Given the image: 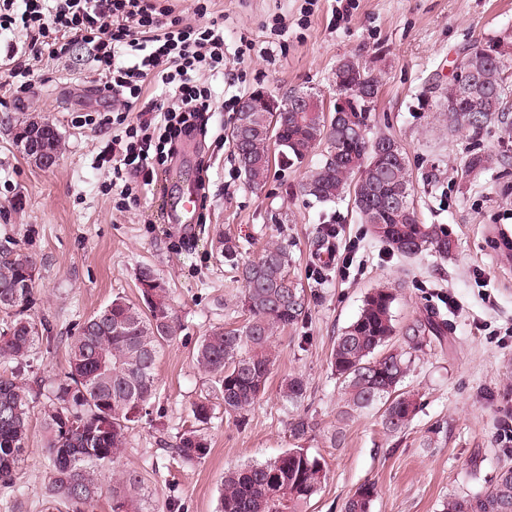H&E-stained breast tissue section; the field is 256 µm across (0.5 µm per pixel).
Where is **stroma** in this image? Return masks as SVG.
Here are the masks:
<instances>
[{"mask_svg":"<svg viewBox=\"0 0 512 512\" xmlns=\"http://www.w3.org/2000/svg\"><path fill=\"white\" fill-rule=\"evenodd\" d=\"M211 17L224 22L226 70L200 79L217 101L263 90L287 97L312 91L333 104L332 74L347 57L374 68L381 92L374 131L393 137L409 161L414 204L424 223L447 230L448 257L425 252L407 258L376 240L361 224L353 198L319 203L298 184L323 158L275 163L266 184L249 187L240 174L229 132L232 110L213 113L205 137L182 142L174 164L195 168L205 159L207 202L197 212L192 241L162 222L160 182L136 187L122 199L112 185L115 128L100 125L107 104L97 66L83 44L70 57L31 60L34 85L17 99L0 83V246L31 255L39 278L33 312L50 323L51 342L24 361L26 382L62 376L64 336L116 296L137 300L135 275L151 266L168 288L182 330L157 364V395L131 430L119 459L123 470L147 473L156 512H215L225 470L262 463L302 447L319 459L327 478L307 512H342L367 483L378 493L370 512H437L440 500L460 491L465 465L481 458L477 484H487L497 464L512 465V445L497 437L512 408V165L499 162L507 136L490 125L480 134H449L430 107L433 81L452 80L458 52L473 42L512 41V0H210ZM243 58H236V51ZM49 120L65 146L49 169L18 148L7 116ZM490 161L460 185L457 170L467 153ZM338 234L329 237L328 225ZM231 236L241 258L275 241L285 246L290 276L308 299L305 317L280 333L266 395L243 426L216 403L205 432L210 452L187 462L172 454L178 432L193 422L191 406L217 396L213 377L192 352L211 327L237 326L245 314L237 273L217 247ZM353 262H327L328 250ZM393 288L396 344L417 320L434 312L448 325L444 341L417 352L402 387L418 393L420 410L405 432L390 434L375 409L338 422L341 385L329 355L341 330L358 315L368 292ZM302 375L306 397L283 400V378ZM309 418L315 429L297 440L289 424ZM342 428L345 441L330 435ZM43 430L32 418L28 448L15 490L0 488V512H48Z\"/></svg>","mask_w":512,"mask_h":512,"instance_id":"35a3bbf8","label":"stroma"}]
</instances>
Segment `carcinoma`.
<instances>
[{
	"label": "carcinoma",
	"mask_w": 512,
	"mask_h": 512,
	"mask_svg": "<svg viewBox=\"0 0 512 512\" xmlns=\"http://www.w3.org/2000/svg\"><path fill=\"white\" fill-rule=\"evenodd\" d=\"M495 42L473 44L464 52L470 70L467 85L448 92L457 106L442 113L448 132L481 133L493 123L509 124L512 105L504 79L512 58L490 55ZM357 79L349 63L336 66L333 81L351 89ZM308 112H239L235 123L249 126L241 142L231 134L240 171L246 183L263 186L272 163L281 158L301 164L316 148L336 147L310 169L299 193L320 203L334 202L353 189L354 206L372 236L402 256L435 252L443 257L452 249L448 233L420 221L414 206L406 156L400 144L372 132V112L343 113L336 121L325 112L317 93ZM394 148L393 161L366 177L352 180L367 167L374 145ZM488 157L471 153L460 164L464 181L485 167ZM292 258L282 246L271 244L261 254L238 266L242 284L241 305L248 313L244 323L212 328L195 350L197 365L218 383L224 414L238 424L266 392L275 365L273 340L277 332L305 315L307 298L289 277ZM38 276L33 259L14 249H0V486L17 481V465L28 441L32 394L48 390L41 410L44 448L49 477L46 496L56 512H84L97 497L102 468L124 451L129 431L155 397L160 350L178 336L181 325L173 313L166 289L154 269L142 266L136 274L140 300L117 296L107 304L109 318L88 317L78 333L66 337L67 368L50 383L29 384L19 379L18 364L42 344L48 322L29 314L35 301ZM396 295L387 286L367 293L357 318L336 336L330 353L333 375L342 385V414L379 407L383 428L393 434L405 431L420 409L417 395L401 389L412 364V351L427 335L440 338L443 326L428 316L418 322L406 346H396L397 327L392 306ZM307 383L288 377L280 395L291 403L304 400ZM207 397L192 406L198 426L178 433L173 451L186 461L209 453L207 437L199 428L212 417ZM326 472L305 448L288 451L264 463L224 472L217 512H306L321 488ZM147 475L124 471L112 482V512H145ZM376 486L360 487L344 505V512H370ZM439 512H512V466H501L492 482L465 488L439 504Z\"/></svg>",
	"instance_id": "cac0c4a2"
}]
</instances>
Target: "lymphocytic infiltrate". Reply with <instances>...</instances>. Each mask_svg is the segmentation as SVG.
Here are the masks:
<instances>
[{
  "label": "lymphocytic infiltrate",
  "mask_w": 512,
  "mask_h": 512,
  "mask_svg": "<svg viewBox=\"0 0 512 512\" xmlns=\"http://www.w3.org/2000/svg\"><path fill=\"white\" fill-rule=\"evenodd\" d=\"M0 0V35L24 31L28 44L0 45V75L16 94H26L32 72L25 54L67 57L74 43L89 47L111 95L112 121L124 125L125 141L112 153L116 179L139 177L149 183L157 166L172 157L185 138L202 134L218 107L235 108L236 99L217 103L198 75L224 68V25L207 19L208 0H195L196 22L176 16L163 0ZM160 83L163 99H145ZM137 111L138 122L124 115Z\"/></svg>",
  "instance_id": "obj_1"
}]
</instances>
